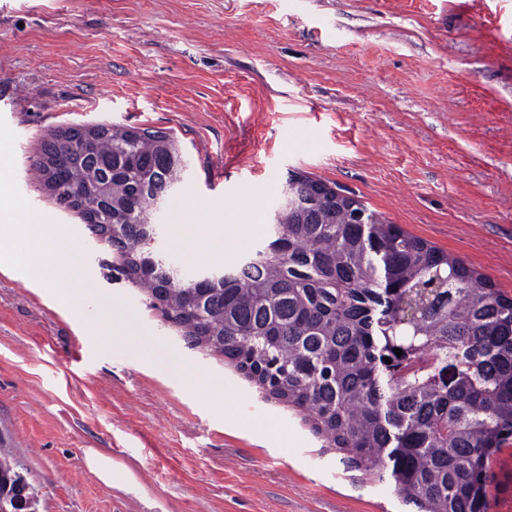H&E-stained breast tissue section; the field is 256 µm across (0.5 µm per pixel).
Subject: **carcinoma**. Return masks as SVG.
Masks as SVG:
<instances>
[{"label":"carcinoma","instance_id":"cac0c4a2","mask_svg":"<svg viewBox=\"0 0 512 512\" xmlns=\"http://www.w3.org/2000/svg\"><path fill=\"white\" fill-rule=\"evenodd\" d=\"M32 166L189 348L306 413L348 469L389 479L414 512H488L487 465L512 438V298L486 276L292 173L267 245L187 277L156 246L187 167L174 136L71 127ZM16 467L0 448V512L29 497Z\"/></svg>","mask_w":512,"mask_h":512}]
</instances>
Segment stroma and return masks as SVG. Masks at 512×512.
<instances>
[{"mask_svg":"<svg viewBox=\"0 0 512 512\" xmlns=\"http://www.w3.org/2000/svg\"><path fill=\"white\" fill-rule=\"evenodd\" d=\"M101 121L180 141L169 252L223 224L234 260L264 239L295 170L512 297V0H0V178L18 220L48 216L93 283L78 312L65 279L0 270V447L32 488L29 512H402L301 414L107 279L109 247L31 170L50 133ZM113 309L153 354L93 335ZM168 354L185 374L162 367ZM88 448L111 457L113 486L85 467ZM486 495L512 512V443Z\"/></svg>","mask_w":512,"mask_h":512,"instance_id":"stroma-1","label":"stroma"}]
</instances>
